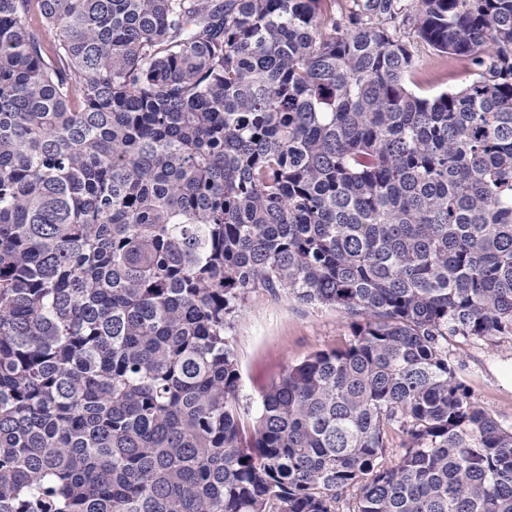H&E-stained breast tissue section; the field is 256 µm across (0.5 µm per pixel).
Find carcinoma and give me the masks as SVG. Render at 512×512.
I'll return each mask as SVG.
<instances>
[{"label":"carcinoma","mask_w":512,"mask_h":512,"mask_svg":"<svg viewBox=\"0 0 512 512\" xmlns=\"http://www.w3.org/2000/svg\"><path fill=\"white\" fill-rule=\"evenodd\" d=\"M336 2L0 0V512H512V0ZM258 288L352 338L248 425ZM423 70L412 77L411 88L424 95L433 96L442 91L453 90L465 85L469 71L460 61H450L428 49L422 50ZM448 356L462 363L460 376L475 401L499 422L512 425V337H450Z\"/></svg>","instance_id":"carcinoma-1"}]
</instances>
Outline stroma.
Instances as JSON below:
<instances>
[{"label":"stroma","mask_w":512,"mask_h":512,"mask_svg":"<svg viewBox=\"0 0 512 512\" xmlns=\"http://www.w3.org/2000/svg\"><path fill=\"white\" fill-rule=\"evenodd\" d=\"M412 87L433 96L465 85L469 72L459 61L430 51ZM351 337V320L338 309L303 304L259 289L250 292L229 332L241 372L238 404L245 419L257 416L261 398L289 366L314 352L341 346ZM448 355L462 363L463 381L475 401L499 422L512 425V337L478 340L455 336Z\"/></svg>","instance_id":"stroma-1"}]
</instances>
